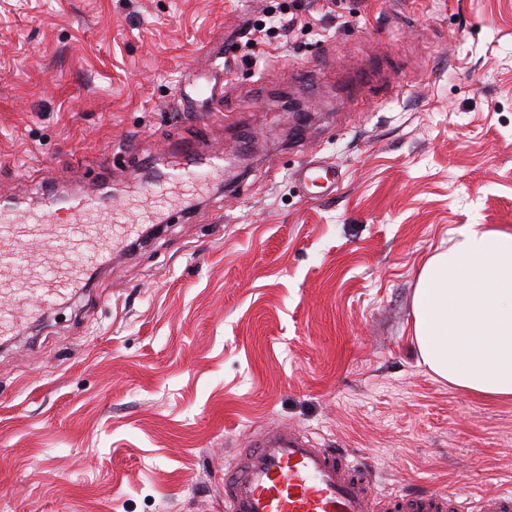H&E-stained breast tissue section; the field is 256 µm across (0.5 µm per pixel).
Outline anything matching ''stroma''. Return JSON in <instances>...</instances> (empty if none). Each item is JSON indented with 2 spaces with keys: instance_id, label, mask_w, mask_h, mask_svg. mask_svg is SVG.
Listing matches in <instances>:
<instances>
[{
  "instance_id": "35a3bbf8",
  "label": "stroma",
  "mask_w": 512,
  "mask_h": 512,
  "mask_svg": "<svg viewBox=\"0 0 512 512\" xmlns=\"http://www.w3.org/2000/svg\"><path fill=\"white\" fill-rule=\"evenodd\" d=\"M272 14L301 21L249 35ZM219 150L145 212L136 187ZM107 184L158 231L0 342V512H224L277 425L382 494L512 489V400L435 380L411 336L452 231L512 229V0H0V200ZM186 87L191 88V92H188ZM202 89H204V93L202 92ZM191 93L195 96L205 97L206 100L222 98L224 96V84L222 82L210 85L209 83L200 82V78L198 77H190L181 90V100L188 110L192 109V104L196 101L195 98L192 97ZM207 168L203 172H191L188 174H181L180 177L170 178L167 184H158L142 191L145 194L146 200L153 203L156 208L161 207L170 198L179 192L189 193L196 190L205 181L214 174L222 171L224 168V155L222 152H217L211 157L206 159ZM297 179L303 191L310 199H318L327 191H334L340 180L336 166L323 160H313L296 172ZM320 189V191H317Z\"/></svg>"
}]
</instances>
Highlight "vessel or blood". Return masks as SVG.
<instances>
[{
	"mask_svg": "<svg viewBox=\"0 0 512 512\" xmlns=\"http://www.w3.org/2000/svg\"><path fill=\"white\" fill-rule=\"evenodd\" d=\"M181 94L184 106L195 96L224 95L223 84L206 85L197 77ZM202 172L171 178L145 189L146 200L161 206L177 193L196 190L224 167L223 153L206 160ZM309 198L335 190L340 173L314 160L296 173ZM67 223H53V209L24 212L0 206V335L19 322L35 318L40 305L85 287L96 264L137 232L126 223L121 206L103 189L73 196L65 210ZM359 465L346 453L314 446L291 429H270L249 436L239 449L234 470L224 477L225 512H441V496H384L358 475ZM453 512H512V490L485 493L477 503L453 500Z\"/></svg>",
	"mask_w": 512,
	"mask_h": 512,
	"instance_id": "obj_1",
	"label": "vessel or blood"
}]
</instances>
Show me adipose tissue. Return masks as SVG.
I'll list each match as a JSON object with an SVG mask.
<instances>
[{
    "instance_id": "1",
    "label": "adipose tissue",
    "mask_w": 512,
    "mask_h": 512,
    "mask_svg": "<svg viewBox=\"0 0 512 512\" xmlns=\"http://www.w3.org/2000/svg\"><path fill=\"white\" fill-rule=\"evenodd\" d=\"M413 339L435 379L512 399V230L467 224L420 268Z\"/></svg>"
}]
</instances>
